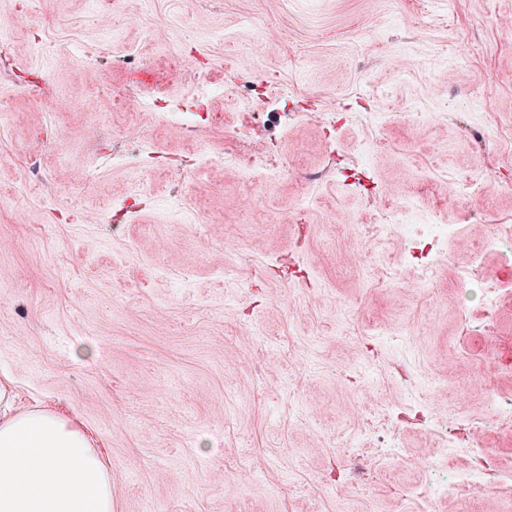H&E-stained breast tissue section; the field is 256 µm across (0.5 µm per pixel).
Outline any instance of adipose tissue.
Returning a JSON list of instances; mask_svg holds the SVG:
<instances>
[{
	"label": "adipose tissue",
	"instance_id": "ef3b65f1",
	"mask_svg": "<svg viewBox=\"0 0 512 512\" xmlns=\"http://www.w3.org/2000/svg\"><path fill=\"white\" fill-rule=\"evenodd\" d=\"M0 512H112V472L74 419L19 408L0 380Z\"/></svg>",
	"mask_w": 512,
	"mask_h": 512
}]
</instances>
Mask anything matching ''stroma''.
<instances>
[{"label": "stroma", "mask_w": 512, "mask_h": 512, "mask_svg": "<svg viewBox=\"0 0 512 512\" xmlns=\"http://www.w3.org/2000/svg\"><path fill=\"white\" fill-rule=\"evenodd\" d=\"M38 8L0 51V376L95 436L112 512H506L512 483L459 494L468 450L442 436L472 421L512 468V293L495 341L458 340L485 281L512 278L488 246L512 219V0ZM163 44L269 106L192 95ZM155 84L136 130L101 98ZM220 110L277 176L245 181ZM371 194L396 223L365 222Z\"/></svg>", "instance_id": "obj_1"}]
</instances>
